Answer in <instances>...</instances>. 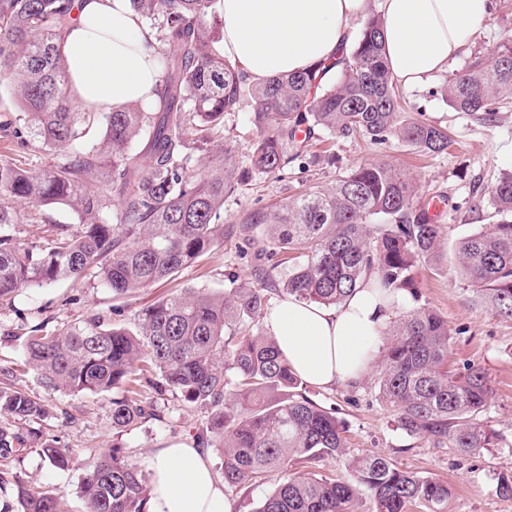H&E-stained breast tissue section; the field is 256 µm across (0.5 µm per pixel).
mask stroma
<instances>
[{
	"instance_id": "1",
	"label": "stroma",
	"mask_w": 512,
	"mask_h": 512,
	"mask_svg": "<svg viewBox=\"0 0 512 512\" xmlns=\"http://www.w3.org/2000/svg\"><path fill=\"white\" fill-rule=\"evenodd\" d=\"M491 17L482 24L465 56L444 72L416 88L403 89L404 118H415L446 127L453 139L447 151L426 154L398 138L371 144L359 136L317 132L312 153L330 151L331 162L294 163L275 174L250 173L249 179L224 201V240L199 256L173 279L158 282L130 296L117 298L111 289L86 279L34 286L0 304V370L12 371V383L40 399L50 409L39 423L43 439L75 449L80 458L108 451L113 445L126 448L131 458L145 462L153 448L180 438H197L212 414L188 402L165 385L160 373L142 378V397L156 401L158 419L119 432L112 427V401L122 389L102 395H67L48 390L36 371L24 366V339L19 328L34 326L50 334L65 323L88 313H102L117 327L134 328L143 309L160 298L184 288H205L221 293L235 284H258L265 275L285 279L296 261L288 254L256 259L257 247L240 235L239 228L256 211L269 212L286 203L296 192L327 184L350 168L365 163H387L407 174L416 184L415 203L443 197L447 206L440 220L445 251L440 259H424L415 268L417 288L400 304V312L425 305L448 322L453 343L448 364L459 369L468 363L484 367L490 376L494 398L481 416L492 433L489 448L462 456L451 448H435L400 431L391 411L376 395V368H369L353 388L309 387V396L325 407L335 408L347 428V453L327 457L316 465L322 474L348 479L353 454L386 455L399 466L434 478L452 489L448 512H512V499L502 498L498 480L512 475V320L476 304L470 285L457 273V245L464 237L492 223L487 201L501 172L512 169V106L500 109L491 119L458 112L446 100L450 72L461 70L468 57L489 56L505 39L512 38V0H494ZM250 104L224 115V146L238 171H248L258 130L250 123ZM23 216L17 225L21 243L38 245L51 236L53 225L76 223L68 209H50V222L32 216L30 205L19 204ZM85 467L69 470L52 467L39 443H31L14 469L18 482L59 491L61 512H86L79 495Z\"/></svg>"
}]
</instances>
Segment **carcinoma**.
<instances>
[{"label":"carcinoma","mask_w":512,"mask_h":512,"mask_svg":"<svg viewBox=\"0 0 512 512\" xmlns=\"http://www.w3.org/2000/svg\"><path fill=\"white\" fill-rule=\"evenodd\" d=\"M220 0H131L154 32L164 75L151 105L130 103L104 112L80 108L71 95L63 32L75 0H0V79L20 111L0 122V137L23 152L54 162L36 172L0 158V302L32 286L93 278L123 297L169 279L224 240V198L240 174L220 145L200 159L194 131L224 133V114L251 98L261 132L250 155L258 174L283 170L308 155L315 130L362 134L373 141L397 135L431 153L448 149V130L400 119L399 93L387 64L382 19H367L353 48L311 70L252 83L214 49L220 31L207 22ZM512 98V40L490 57L475 56L448 82L447 99L461 112L495 114ZM103 122L102 145L85 139ZM302 133L304 137L296 138ZM118 209L112 211V191ZM415 183L387 164H360L327 188L301 192L274 214L257 213L246 230L265 225L268 246L258 255L297 253L302 261L279 283L242 285L219 295L185 288L142 310L134 331L88 315L51 335H29L24 361L45 386L68 393H105L112 427L154 419L134 387L143 368L158 371L187 401L215 409L198 446L223 455L227 488L257 483L278 470L283 480L253 512H357L366 491L373 512H448V484L402 469L384 455L351 457L353 480L309 470L326 456L346 454L341 418L307 394L260 322L271 296L293 295L326 306L345 301L372 273L394 293L414 292L423 258L438 257L440 225L414 206ZM63 205L80 224L53 225L44 245L23 246L14 206ZM500 216L458 245L461 275L476 302L512 319V170L489 194ZM377 396L409 437L470 455L491 444L480 420L493 391L486 370L448 366V323L420 306L394 316L385 332ZM45 405L0 371V486L6 467L37 439L30 424ZM50 465L68 470L79 456L57 444L41 446ZM144 470L120 446L88 463L81 484L87 512H148ZM0 512H58L50 490L17 485L16 504Z\"/></svg>","instance_id":"cac0c4a2"}]
</instances>
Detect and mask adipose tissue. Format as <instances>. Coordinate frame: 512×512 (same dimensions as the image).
<instances>
[{
  "label": "adipose tissue",
  "instance_id": "1",
  "mask_svg": "<svg viewBox=\"0 0 512 512\" xmlns=\"http://www.w3.org/2000/svg\"><path fill=\"white\" fill-rule=\"evenodd\" d=\"M62 49L69 84L88 109L149 103L163 75L153 35L130 0H76ZM492 0H381L388 66L416 86L448 64L488 18ZM369 0H222L225 56L251 80L297 74L337 55ZM368 277L338 306L286 296L265 323L293 371L311 385H358L393 316V301ZM149 512H232L210 459L190 443L161 445L147 459Z\"/></svg>",
  "mask_w": 512,
  "mask_h": 512
}]
</instances>
